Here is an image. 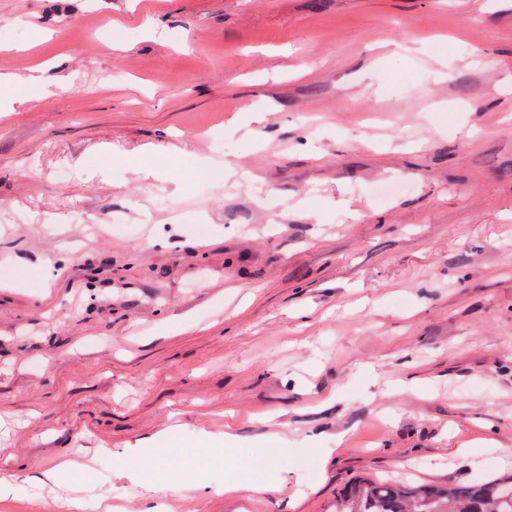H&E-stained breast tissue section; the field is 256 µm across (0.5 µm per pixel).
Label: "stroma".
I'll return each instance as SVG.
<instances>
[{
	"label": "stroma",
	"mask_w": 512,
	"mask_h": 512,
	"mask_svg": "<svg viewBox=\"0 0 512 512\" xmlns=\"http://www.w3.org/2000/svg\"><path fill=\"white\" fill-rule=\"evenodd\" d=\"M0 32V512L512 475V0H0Z\"/></svg>",
	"instance_id": "stroma-1"
}]
</instances>
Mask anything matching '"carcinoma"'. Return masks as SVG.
<instances>
[{"instance_id":"1","label":"carcinoma","mask_w":512,"mask_h":512,"mask_svg":"<svg viewBox=\"0 0 512 512\" xmlns=\"http://www.w3.org/2000/svg\"><path fill=\"white\" fill-rule=\"evenodd\" d=\"M330 512H512V476L448 486L365 478L338 494Z\"/></svg>"}]
</instances>
